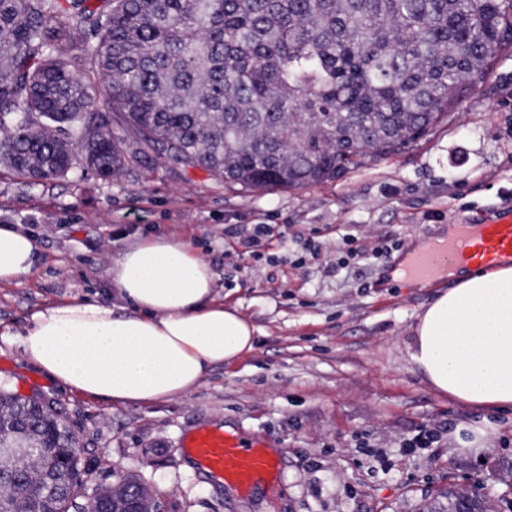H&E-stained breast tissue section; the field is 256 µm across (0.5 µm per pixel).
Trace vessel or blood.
Wrapping results in <instances>:
<instances>
[{"mask_svg":"<svg viewBox=\"0 0 512 512\" xmlns=\"http://www.w3.org/2000/svg\"><path fill=\"white\" fill-rule=\"evenodd\" d=\"M512 260V211H502L485 224H459L438 248L415 256L407 269L410 279L432 278L440 269L472 262L486 266ZM267 439L220 428H201L182 443L184 453L198 468L214 474L248 496L259 483L276 488L279 465Z\"/></svg>","mask_w":512,"mask_h":512,"instance_id":"1","label":"vessel or blood"}]
</instances>
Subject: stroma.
I'll return each mask as SVG.
<instances>
[{"label":"stroma","mask_w":512,"mask_h":512,"mask_svg":"<svg viewBox=\"0 0 512 512\" xmlns=\"http://www.w3.org/2000/svg\"><path fill=\"white\" fill-rule=\"evenodd\" d=\"M512 208V52L413 149L344 177L288 190H243L154 159L112 181L91 173L44 185L0 172V225L36 235L38 272L0 285V380L53 396L83 445L86 494L123 476L161 493L166 512H429L448 487L512 512V416L473 454L453 440L484 409L433 389L411 360L418 318L447 280L394 277L406 247L446 225ZM265 224L258 252L239 232ZM190 241L210 262L216 297L258 330L254 350L211 369L184 398L94 400L50 382L12 341L63 298L117 303L107 270L149 234ZM217 424L268 438L275 493L239 497L187 469L186 433Z\"/></svg>","instance_id":"35a3bbf8"}]
</instances>
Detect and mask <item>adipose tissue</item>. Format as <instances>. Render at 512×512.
<instances>
[{
	"label": "adipose tissue",
	"mask_w": 512,
	"mask_h": 512,
	"mask_svg": "<svg viewBox=\"0 0 512 512\" xmlns=\"http://www.w3.org/2000/svg\"><path fill=\"white\" fill-rule=\"evenodd\" d=\"M28 233L0 225V284L39 267ZM418 319L412 359L458 401L512 411V262L463 268ZM120 309L69 299L35 312L20 343L50 379L86 397L141 405L190 395L207 372L253 351L256 329L214 297L215 274L190 243L164 236L122 251L109 270Z\"/></svg>",
	"instance_id": "obj_1"
}]
</instances>
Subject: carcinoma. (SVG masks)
Here are the masks:
<instances>
[{
	"label": "carcinoma",
	"mask_w": 512,
	"mask_h": 512,
	"mask_svg": "<svg viewBox=\"0 0 512 512\" xmlns=\"http://www.w3.org/2000/svg\"><path fill=\"white\" fill-rule=\"evenodd\" d=\"M509 48L502 0H0V168L110 181L156 152L244 189L318 185L416 146ZM75 433L0 386V443L28 445L0 453V512H113L111 485L78 502Z\"/></svg>",
	"instance_id": "obj_1"
}]
</instances>
